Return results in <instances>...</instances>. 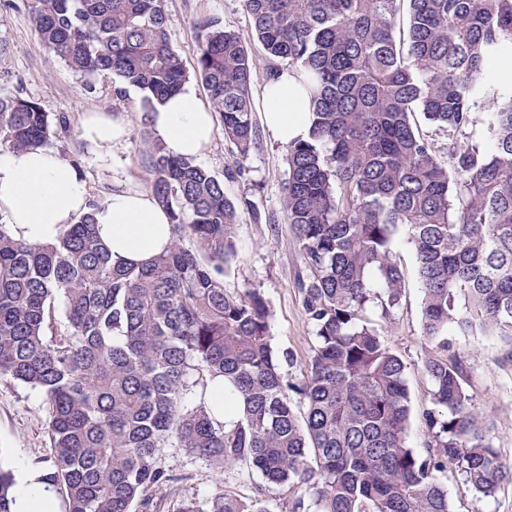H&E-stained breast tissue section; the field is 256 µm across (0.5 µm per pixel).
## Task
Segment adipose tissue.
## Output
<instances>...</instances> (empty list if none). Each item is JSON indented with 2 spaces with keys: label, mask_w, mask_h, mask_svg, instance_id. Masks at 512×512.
<instances>
[{
  "label": "adipose tissue",
  "mask_w": 512,
  "mask_h": 512,
  "mask_svg": "<svg viewBox=\"0 0 512 512\" xmlns=\"http://www.w3.org/2000/svg\"><path fill=\"white\" fill-rule=\"evenodd\" d=\"M260 112L273 140L285 145L308 139L310 102L294 68L281 67L263 86ZM149 122L173 156L202 157L216 136L213 112L189 83L157 105ZM81 131L108 153L125 141L127 124L122 115L92 110L84 116ZM86 212L92 213L96 233L113 257L143 263L170 242V216L151 192L116 188L96 203L87 183L58 154L45 149L0 152V216L16 238L55 241ZM14 512H57L42 471L18 466Z\"/></svg>",
  "instance_id": "1"
}]
</instances>
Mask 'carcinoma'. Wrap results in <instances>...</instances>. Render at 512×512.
I'll list each match as a JSON object with an SVG mask.
<instances>
[{
  "mask_svg": "<svg viewBox=\"0 0 512 512\" xmlns=\"http://www.w3.org/2000/svg\"><path fill=\"white\" fill-rule=\"evenodd\" d=\"M50 54L82 76L115 74L155 104L188 82L164 0H26ZM263 54L221 21L200 24L195 77L224 138L259 146L253 73L302 67L309 138L288 144L283 208L299 246L298 288L318 344L288 400L263 296L224 289L238 211L224 183L193 158L144 141L142 163L172 220L168 249L145 265L112 258L92 213L53 243L0 224V378L45 396L62 512H156L148 491L179 477L161 448L204 459L216 482L243 466L293 491L289 512H450L440 474L496 494L512 469L492 424L467 394L459 355L430 354L433 408L425 455L408 443L405 364L362 317L399 305L403 272L391 242L406 231L423 291V336H497L512 362V98L486 82L512 44V0H243ZM448 133V161L416 113ZM486 119H480V114ZM482 131H477L478 124ZM70 121L33 100L0 98V151L59 147ZM61 301L65 322L55 318ZM224 379L239 400L226 426L205 400ZM14 479L0 469V512ZM174 512H274L220 488Z\"/></svg>",
  "mask_w": 512,
  "mask_h": 512,
  "instance_id": "1",
  "label": "carcinoma"
}]
</instances>
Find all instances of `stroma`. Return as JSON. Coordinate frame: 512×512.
I'll list each match as a JSON object with an SVG mask.
<instances>
[{"label": "stroma", "instance_id": "stroma-1", "mask_svg": "<svg viewBox=\"0 0 512 512\" xmlns=\"http://www.w3.org/2000/svg\"><path fill=\"white\" fill-rule=\"evenodd\" d=\"M165 10L169 41L187 70L196 66L197 25L205 18L219 19L238 32L252 51L260 49L242 0H165ZM13 96L36 100L46 112L69 115L71 139L78 148L77 171L91 193L102 197L116 187L147 189L148 175L139 150L151 125L145 117L142 92L113 74L84 77L73 73L43 48L24 0H0V97ZM91 110L125 116L127 139L113 153H102L82 138L81 119ZM285 154V145L265 132L260 135L259 146L246 156L219 134L200 163L223 181L232 201L246 198L253 205L252 210H240L233 228L235 255L224 272V287L233 295L253 289L265 298L272 312V345L284 356L280 373L290 386L288 397L295 411L302 412L306 400L298 388L308 375L317 337L302 306L297 287L302 259L284 216ZM391 251L404 272L401 302L388 314L379 304H369L366 316L405 364L411 398L408 442L423 454L427 451L423 413L431 407V383L423 364L432 348L422 336L423 292L415 253L405 233L395 236ZM450 342L453 351L466 361L467 391L473 405L493 420V444L512 465V364L503 360L502 343L495 336H454ZM158 463L181 477L176 490H153L161 512H175L181 500H204L215 493L204 460L178 448H164ZM19 464L42 470L52 465L44 395L31 386L2 378L0 467L12 470ZM442 480L448 486L453 512H512V484L502 485L495 496L483 498L469 491L454 471H447ZM224 488L244 499L269 500L275 512H288L292 498L288 488L266 485L243 467L225 470Z\"/></svg>", "mask_w": 512, "mask_h": 512}]
</instances>
